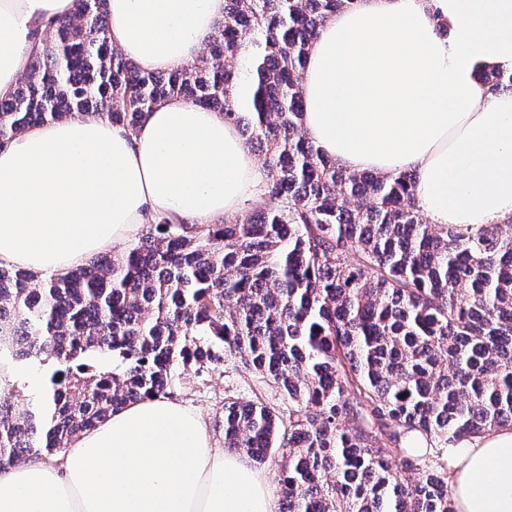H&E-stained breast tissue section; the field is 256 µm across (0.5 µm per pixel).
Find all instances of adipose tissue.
<instances>
[{"label":"adipose tissue","instance_id":"1","mask_svg":"<svg viewBox=\"0 0 512 512\" xmlns=\"http://www.w3.org/2000/svg\"><path fill=\"white\" fill-rule=\"evenodd\" d=\"M225 0H108L112 43L146 72L190 64ZM74 0H0V98L38 24ZM512 0H355L309 48L304 128L351 172L414 171L436 224L512 220ZM268 173L223 113L178 98L135 130L75 117L0 148V265L46 277L134 240L155 217L208 224L257 200ZM455 512H512V429L446 456ZM0 512H276L266 477L211 447L199 416L153 396L115 410L54 462L0 470Z\"/></svg>","mask_w":512,"mask_h":512}]
</instances>
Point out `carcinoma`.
<instances>
[{
  "mask_svg": "<svg viewBox=\"0 0 512 512\" xmlns=\"http://www.w3.org/2000/svg\"><path fill=\"white\" fill-rule=\"evenodd\" d=\"M353 2L225 0L203 53L164 74L112 46L107 0H75L35 32L0 98V147L88 114L132 131L180 98L224 113L265 156L268 181L241 221L157 218L127 253L64 277L0 265V390L20 366L57 363L30 407L0 397V468L167 394L181 364L240 357L288 413L226 399L224 447L288 456L282 512H455L447 465L406 442L420 433L441 459L512 426V221L427 224L413 172H349L307 136L308 47ZM482 80L512 90V73Z\"/></svg>",
  "mask_w": 512,
  "mask_h": 512,
  "instance_id": "1",
  "label": "carcinoma"
}]
</instances>
